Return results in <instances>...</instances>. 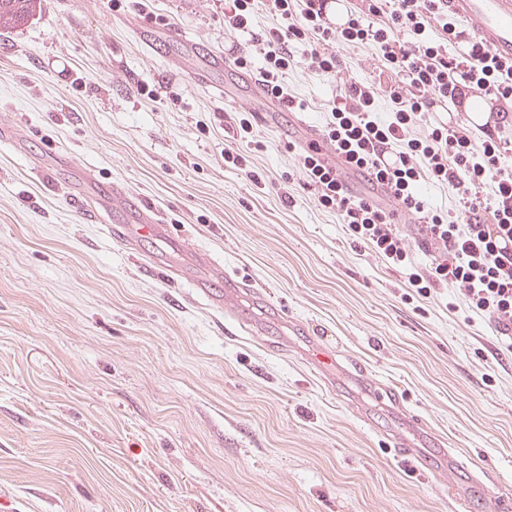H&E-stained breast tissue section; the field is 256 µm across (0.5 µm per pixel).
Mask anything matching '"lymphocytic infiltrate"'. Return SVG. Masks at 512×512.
<instances>
[{
    "mask_svg": "<svg viewBox=\"0 0 512 512\" xmlns=\"http://www.w3.org/2000/svg\"><path fill=\"white\" fill-rule=\"evenodd\" d=\"M278 25L252 29L256 0H224V31L251 36L250 52L230 58L257 70L265 98L289 109L304 104L288 90L289 71L302 68L334 83L321 143L299 147L303 184L358 244L390 266L408 269L415 293L458 288L464 307L493 322L512 350V169L502 157L504 123L512 116V59L500 60L448 14V0H358L342 27L332 25L328 0H265ZM372 45L380 79L347 76L338 52ZM303 56H295L296 46ZM499 102L494 124L433 123L435 102L463 104L474 93ZM386 99L390 112L378 119ZM333 149L328 162L323 147ZM363 175L385 189L391 207L371 204L346 184ZM452 188L456 209L431 208L427 183ZM429 261L418 265L417 253Z\"/></svg>",
    "mask_w": 512,
    "mask_h": 512,
    "instance_id": "1",
    "label": "lymphocytic infiltrate"
}]
</instances>
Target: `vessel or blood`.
Instances as JSON below:
<instances>
[{
    "label": "vessel or blood",
    "instance_id": "b4317fda",
    "mask_svg": "<svg viewBox=\"0 0 512 512\" xmlns=\"http://www.w3.org/2000/svg\"><path fill=\"white\" fill-rule=\"evenodd\" d=\"M448 13L454 18L473 27L475 35L489 50L500 59H512V0H448ZM80 192L85 197H95L100 208L105 210L134 209L135 214L129 224L124 225L118 234L119 242L126 248H134L138 240L150 236L162 242L159 253L147 256L146 264L162 266L168 273L179 274L188 260L205 265L209 272L207 280L197 282L198 292L209 296L214 308L222 314L233 312V300L242 294L254 300L267 302L268 296L255 282L234 278L221 261L205 253H192L185 240L174 237L165 224L160 211L154 207L137 208L130 193L113 187L108 193L95 192L93 181H84ZM224 284L221 294H214L212 281ZM302 360L319 373L323 381H331L336 369L335 354L321 344H313L304 350ZM419 424L409 415H402L401 425L391 432V439L404 456L410 457L433 477L441 479L449 473L448 454L433 455L417 445L409 437L410 431Z\"/></svg>",
    "mask_w": 512,
    "mask_h": 512
}]
</instances>
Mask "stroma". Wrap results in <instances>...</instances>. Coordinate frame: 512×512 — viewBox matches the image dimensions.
<instances>
[{
	"label": "stroma",
	"mask_w": 512,
	"mask_h": 512,
	"mask_svg": "<svg viewBox=\"0 0 512 512\" xmlns=\"http://www.w3.org/2000/svg\"><path fill=\"white\" fill-rule=\"evenodd\" d=\"M112 2L46 0L0 30V512H457L386 442L401 409L425 447L453 448L468 512H488L512 492V353L457 289L408 296L407 270L305 189L288 146L335 86L289 72L300 113L228 68L197 86L183 66L223 54L224 0ZM243 112L250 145L233 136ZM81 171L268 288L303 325L292 350L267 349L282 328L249 296L253 335L191 280L146 271L161 244H117L125 213L87 223L65 194ZM314 335L341 362L333 383L298 356Z\"/></svg>",
	"instance_id": "stroma-1"
}]
</instances>
